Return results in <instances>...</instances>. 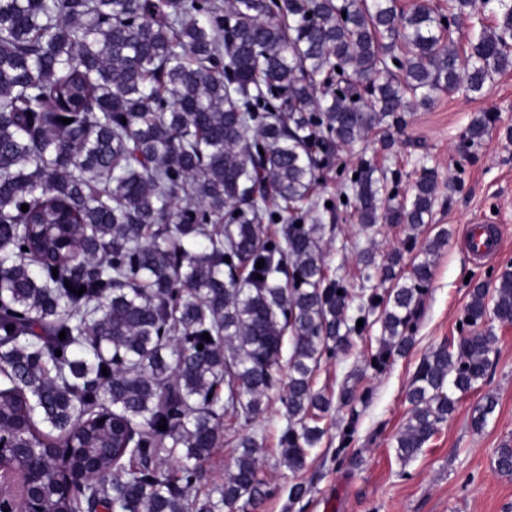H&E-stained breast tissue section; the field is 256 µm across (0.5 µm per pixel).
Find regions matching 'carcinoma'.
<instances>
[{"label":"carcinoma","instance_id":"carcinoma-1","mask_svg":"<svg viewBox=\"0 0 512 512\" xmlns=\"http://www.w3.org/2000/svg\"><path fill=\"white\" fill-rule=\"evenodd\" d=\"M481 6L495 22L460 51L476 0L446 12L429 0L408 11L397 0H0V432L42 448L24 465L44 512H255L275 492L255 437L241 438L223 483L197 489L199 466L224 420L252 422L274 395L281 457L305 468L332 407L315 367L376 312L387 349L370 365L403 354L447 236L406 276L402 253L388 254L394 288L361 295L348 316L310 199L321 158L401 128L413 103L461 86L480 95L511 69L512 0ZM493 123L475 115L458 151ZM340 177L352 193L329 210L352 208L365 230L432 217V171L401 201L399 181L369 162ZM471 295L457 339L414 373L395 437L404 462L487 375L493 322L512 324V264ZM495 408L486 397L473 428ZM68 441L65 493L55 448ZM495 467L512 476V446Z\"/></svg>","mask_w":512,"mask_h":512}]
</instances>
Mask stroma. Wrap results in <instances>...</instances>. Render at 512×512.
<instances>
[{
    "label": "stroma",
    "instance_id": "35a3bbf8",
    "mask_svg": "<svg viewBox=\"0 0 512 512\" xmlns=\"http://www.w3.org/2000/svg\"><path fill=\"white\" fill-rule=\"evenodd\" d=\"M481 112L494 114L497 129L470 154H460L458 141ZM507 127H512V70L495 76L484 96L440 95L431 107H410L405 125L391 136L375 131L340 151L338 166L375 164L386 176L398 177L404 195L423 170L437 177L432 217L417 234L403 224H385L379 233L367 234L349 209L326 222L328 273L344 277L354 293L361 286L363 250L380 260L400 249L407 272L427 241L447 232L431 284L418 303L413 344L386 368L370 367L382 348V328L373 321L346 352L322 358L314 387L334 403L321 422L325 437L303 470L291 472L280 456L284 421L274 400L254 422L224 431L202 464V486L223 482L238 438L256 434L264 439L263 477L274 489L260 512H512V477L502 476L494 464L497 449L512 445V325L496 326L487 377L459 398L419 457L405 463L394 450L411 414L407 392L421 359L458 336L473 285L493 282L505 264H512V142L500 135ZM473 224L494 226L502 241L495 256L479 261L470 253L464 239ZM345 387L353 392L346 403L338 399ZM488 396L497 401L495 411L482 430H474V411ZM347 431L352 442L346 446ZM296 482L308 492L294 503L288 487Z\"/></svg>",
    "mask_w": 512,
    "mask_h": 512
}]
</instances>
